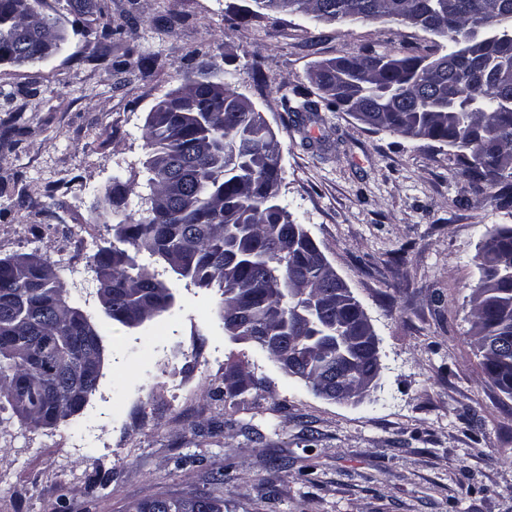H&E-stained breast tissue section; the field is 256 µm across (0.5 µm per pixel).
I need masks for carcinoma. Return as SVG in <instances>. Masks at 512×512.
<instances>
[{"instance_id": "carcinoma-1", "label": "carcinoma", "mask_w": 512, "mask_h": 512, "mask_svg": "<svg viewBox=\"0 0 512 512\" xmlns=\"http://www.w3.org/2000/svg\"><path fill=\"white\" fill-rule=\"evenodd\" d=\"M262 10L310 14L346 24L383 19L398 24L427 15L423 31L437 38L431 52L398 58L373 51L342 59L337 74L320 66L316 85L330 109L368 112L378 130L448 147V163L480 190H494L512 207V40L469 48L459 42L477 24L512 29V0H254ZM19 0H0V57L16 48L19 32L42 28ZM100 41L112 38V15L98 8ZM218 72L186 76L184 90L161 99L148 114L146 162L150 207L163 213L117 225L119 245L100 247L95 267H112V306L105 313L150 318L173 308L156 271L125 246L146 252L198 287L218 285L223 309L239 311L266 335L253 344L280 365L279 345L301 359L317 382L341 367L350 388L363 384L370 347L360 332L362 305L352 292L326 296L331 269L310 262L313 244L278 201L281 161H259L272 146L256 109ZM475 155L474 162L467 156ZM480 249L492 265L479 267L475 343L481 365L512 398V227L486 232ZM53 263L36 255L0 259V404L29 428L51 426L76 413L99 384L73 377L102 354L101 331L69 314ZM157 512H187L181 496L163 495Z\"/></svg>"}]
</instances>
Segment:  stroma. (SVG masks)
<instances>
[{
    "mask_svg": "<svg viewBox=\"0 0 512 512\" xmlns=\"http://www.w3.org/2000/svg\"><path fill=\"white\" fill-rule=\"evenodd\" d=\"M99 3L121 28L107 51L96 12L43 0L66 35L59 51L0 63V258L48 256L101 327L104 360L97 390L55 426L0 411V512H125L195 492L224 512H512V398L485 375L470 316L480 242L512 226V208L472 188L447 146L338 109L312 123L296 110L301 96L319 100L309 74L322 61L405 56L428 34L317 23L254 0ZM173 14L180 23L166 24ZM207 68L265 114L282 147L281 203L371 320L381 370L361 401L324 399L228 335L218 287L163 272L172 313L127 328L105 316L97 280L79 288L68 273L91 268L116 224L146 217L147 116ZM51 198L64 203L53 214ZM238 362L261 390L235 392L225 370Z\"/></svg>",
    "mask_w": 512,
    "mask_h": 512,
    "instance_id": "35a3bbf8",
    "label": "stroma"
}]
</instances>
